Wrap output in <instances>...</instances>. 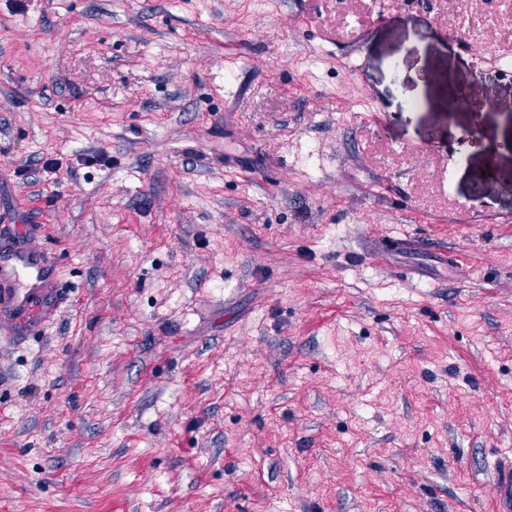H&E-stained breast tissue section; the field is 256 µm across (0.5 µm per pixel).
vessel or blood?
Listing matches in <instances>:
<instances>
[{"mask_svg": "<svg viewBox=\"0 0 512 512\" xmlns=\"http://www.w3.org/2000/svg\"><path fill=\"white\" fill-rule=\"evenodd\" d=\"M61 253L46 241V226L19 214L0 223V334L16 343L40 335L66 300ZM495 512H512V461L494 471Z\"/></svg>", "mask_w": 512, "mask_h": 512, "instance_id": "b4317fda", "label": "vessel or blood"}]
</instances>
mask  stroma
<instances>
[{
    "mask_svg": "<svg viewBox=\"0 0 512 512\" xmlns=\"http://www.w3.org/2000/svg\"><path fill=\"white\" fill-rule=\"evenodd\" d=\"M510 137L512 0H0V512H494ZM0 224V334L22 344L40 335L66 301L62 254L46 224L21 213Z\"/></svg>",
    "mask_w": 512,
    "mask_h": 512,
    "instance_id": "stroma-1",
    "label": "stroma"
}]
</instances>
